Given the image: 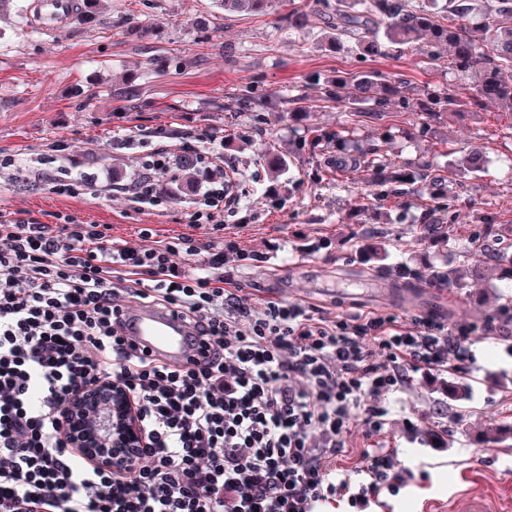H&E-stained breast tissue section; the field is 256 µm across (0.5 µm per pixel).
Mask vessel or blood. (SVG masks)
<instances>
[{
    "label": "vessel or blood",
    "instance_id": "b4317fda",
    "mask_svg": "<svg viewBox=\"0 0 512 512\" xmlns=\"http://www.w3.org/2000/svg\"><path fill=\"white\" fill-rule=\"evenodd\" d=\"M120 320L126 340L149 358L176 366L201 358V339L196 329L172 309L128 304L122 307ZM422 512H512V496L503 499L464 487L447 507L431 503Z\"/></svg>",
    "mask_w": 512,
    "mask_h": 512
}]
</instances>
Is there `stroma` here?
Returning a JSON list of instances; mask_svg holds the SVG:
<instances>
[{"instance_id":"obj_1","label":"stroma","mask_w":512,"mask_h":512,"mask_svg":"<svg viewBox=\"0 0 512 512\" xmlns=\"http://www.w3.org/2000/svg\"><path fill=\"white\" fill-rule=\"evenodd\" d=\"M307 3L273 0L263 12L227 15L214 0H102L95 18L78 16L54 31L15 9L0 16V220L22 215L51 224L68 214L111 225L114 241L131 247L139 246L143 225L163 237L190 230L217 249L228 231L250 259L225 263L224 271L255 303L306 302L336 315L496 320L512 304V288L496 272L441 289L427 277L465 255L479 261L469 245L477 225L512 230V115L489 106L420 116L392 106L374 116L328 99L329 82L362 72L407 82L417 92H461L469 82L449 69L444 53L432 60L404 47L363 55L351 40L338 47L324 41L317 18L291 26L289 15ZM342 128L355 146L378 145L392 163L425 165L449 177L451 223L425 234L423 217L440 192L429 181L387 185L382 201L360 170L344 175L340 188L317 185L329 157L326 137ZM160 130L175 153L188 130L205 140L225 138V160L257 174L236 212L224 215L225 231L212 224L190 229L196 196L164 177L157 187L166 201L157 210H136L113 194V180L129 182L143 156L139 148H117L116 140H148ZM301 140L307 147L295 152ZM475 151L486 160L484 172L449 173V163ZM269 153L290 157L279 177L268 170ZM56 169L97 175V191L53 193L45 174ZM374 246L385 249V259L364 261ZM400 265L407 273H397ZM388 281L406 287V298L382 291ZM473 350L478 377L416 375L379 440L408 460L434 445L448 451L447 466L432 469L429 480L414 479L395 512L447 502L463 483L512 495V447L485 440L489 424L512 423V358L492 338ZM450 382L466 386V399L449 402L447 420L429 417Z\"/></svg>"}]
</instances>
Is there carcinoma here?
I'll return each instance as SVG.
<instances>
[{
	"mask_svg": "<svg viewBox=\"0 0 512 512\" xmlns=\"http://www.w3.org/2000/svg\"><path fill=\"white\" fill-rule=\"evenodd\" d=\"M271 0H215L223 12H260ZM341 7L326 14L319 9L327 32L324 39L339 43L345 37L355 41L357 50L372 55L383 54L390 47H413L422 38L432 47H448V68L471 79L470 102L476 106L492 105L512 115V0H448L441 11L416 9L412 0H339ZM480 13L486 20L482 37L466 26V19ZM327 95L351 105L369 103L372 111L382 112L395 105L406 112H452L460 99L453 91L428 90L414 96L404 82L383 83L369 72L336 81ZM352 132L343 129L328 136L336 148L335 166L324 173L322 181L330 188L342 176L351 157ZM364 171L376 198L387 184H414L423 173L395 167L374 145L362 154ZM183 183L192 188L202 169L196 153L180 154L175 162ZM472 246L488 249L497 265L500 278L512 282V242L485 226L472 234ZM512 438V427L490 425L485 435L490 443H503Z\"/></svg>",
	"mask_w": 512,
	"mask_h": 512,
	"instance_id": "obj_1",
	"label": "carcinoma"
}]
</instances>
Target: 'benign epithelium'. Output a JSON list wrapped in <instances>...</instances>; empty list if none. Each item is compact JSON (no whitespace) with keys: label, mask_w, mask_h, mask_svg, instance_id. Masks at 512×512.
I'll return each instance as SVG.
<instances>
[{"label":"benign epithelium","mask_w":512,"mask_h":512,"mask_svg":"<svg viewBox=\"0 0 512 512\" xmlns=\"http://www.w3.org/2000/svg\"><path fill=\"white\" fill-rule=\"evenodd\" d=\"M61 420L70 429V447L108 470L132 465L146 444L130 397L110 384L79 392L62 407Z\"/></svg>","instance_id":"1"}]
</instances>
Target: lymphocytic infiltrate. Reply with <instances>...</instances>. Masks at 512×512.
<instances>
[{
    "label": "lymphocytic infiltrate",
    "mask_w": 512,
    "mask_h": 512,
    "mask_svg": "<svg viewBox=\"0 0 512 512\" xmlns=\"http://www.w3.org/2000/svg\"><path fill=\"white\" fill-rule=\"evenodd\" d=\"M167 162L147 150L120 185L135 208L163 204ZM238 172L209 181L192 221L238 203ZM138 233L147 244L131 249L111 225L67 214L0 220V512H389L429 460L351 453L354 421L372 438L416 374L475 372L477 339L499 334L512 357L508 307L479 326L255 304L224 273L247 258L235 237L215 252L190 233ZM122 293L194 322L206 358L173 367L137 352L121 334ZM107 382L130 395L147 438L117 472L74 453L60 422L65 402Z\"/></svg>",
    "instance_id": "1"
}]
</instances>
